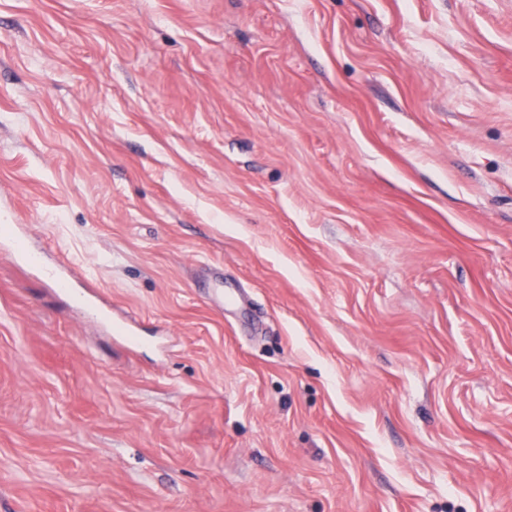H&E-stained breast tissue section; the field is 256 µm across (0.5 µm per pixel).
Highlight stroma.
<instances>
[{
	"instance_id": "obj_1",
	"label": "stroma",
	"mask_w": 512,
	"mask_h": 512,
	"mask_svg": "<svg viewBox=\"0 0 512 512\" xmlns=\"http://www.w3.org/2000/svg\"><path fill=\"white\" fill-rule=\"evenodd\" d=\"M1 224L0 512H512V0H0ZM20 256L27 265L37 270L44 279L53 282L54 287L61 290L67 288L68 280L76 275L70 267L64 264H46L39 252L23 250L20 252Z\"/></svg>"
}]
</instances>
